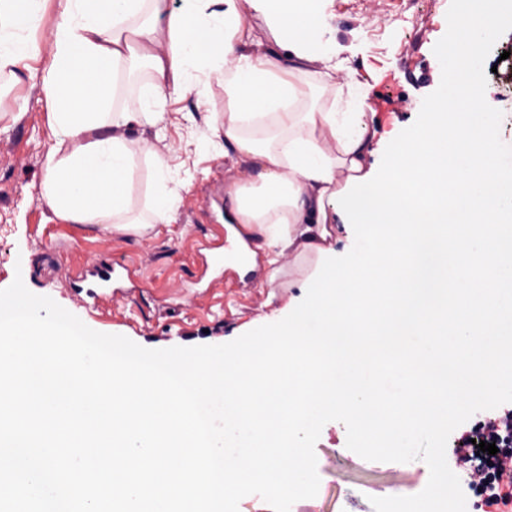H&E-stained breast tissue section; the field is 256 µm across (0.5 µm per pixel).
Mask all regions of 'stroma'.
I'll return each instance as SVG.
<instances>
[{
    "mask_svg": "<svg viewBox=\"0 0 512 512\" xmlns=\"http://www.w3.org/2000/svg\"><path fill=\"white\" fill-rule=\"evenodd\" d=\"M450 2L335 0L328 36L342 47L345 66L373 84L380 135L394 137L413 124L434 91L433 49L447 31ZM506 51L512 53V31L485 61V98L503 114L501 135L512 139V95L503 91L508 78L499 60ZM38 94L26 86L0 102V289L22 277L29 291L51 297L91 329L148 349L224 344L268 324L288 299L304 298L305 289L287 279L272 288L265 274L248 281L213 263L224 232V187L245 169L206 135L208 120L224 113L223 86L211 83L202 105L192 96L168 102L170 123L158 148L170 153L188 188L170 223L138 235L71 224L50 210L42 182L52 141ZM113 260L127 264L133 280L92 304L75 277L89 264ZM345 434L340 422L324 425L315 446L319 492L291 512H375L371 497L414 495L426 486L427 470L364 460L347 448Z\"/></svg>",
    "mask_w": 512,
    "mask_h": 512,
    "instance_id": "1",
    "label": "stroma"
}]
</instances>
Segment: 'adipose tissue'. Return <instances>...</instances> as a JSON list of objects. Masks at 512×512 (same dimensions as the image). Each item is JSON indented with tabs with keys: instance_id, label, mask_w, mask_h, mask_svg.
<instances>
[{
	"instance_id": "1",
	"label": "adipose tissue",
	"mask_w": 512,
	"mask_h": 512,
	"mask_svg": "<svg viewBox=\"0 0 512 512\" xmlns=\"http://www.w3.org/2000/svg\"><path fill=\"white\" fill-rule=\"evenodd\" d=\"M334 3L180 0L174 9L169 0H63L49 21L47 0H0V76L15 86L40 80L48 110L49 208L66 222L122 234L170 223L182 197L166 155L152 140L123 132L162 133L169 99L205 102L215 81L224 88V119L210 135L247 166L226 187L235 221L264 249L268 286L276 285L285 256L311 275L341 220L330 199L348 178L366 175L377 136L370 83L343 67L328 44ZM251 18L264 23L267 42L253 39ZM45 25L52 39L46 68L37 45ZM136 61L149 70L139 105L116 107L119 76ZM314 91L319 103L302 109ZM139 155L154 170L143 218L132 213Z\"/></svg>"
}]
</instances>
